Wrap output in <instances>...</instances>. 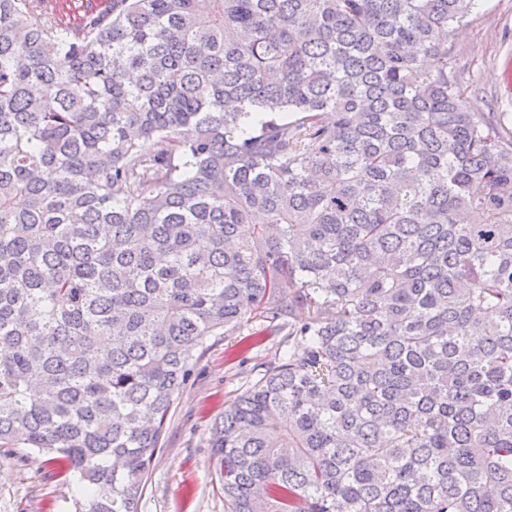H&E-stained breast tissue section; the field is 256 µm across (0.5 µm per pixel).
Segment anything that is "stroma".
<instances>
[{
	"label": "stroma",
	"instance_id": "obj_1",
	"mask_svg": "<svg viewBox=\"0 0 512 512\" xmlns=\"http://www.w3.org/2000/svg\"><path fill=\"white\" fill-rule=\"evenodd\" d=\"M451 48L468 111L505 113L512 132V0H476ZM251 337L212 336L175 397L149 472L141 512H227L212 459L211 428L257 379L262 363L283 350L276 322L256 321ZM78 473L62 459L29 448H0V512H75L83 499Z\"/></svg>",
	"mask_w": 512,
	"mask_h": 512
}]
</instances>
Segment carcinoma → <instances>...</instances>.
<instances>
[{"label": "carcinoma", "instance_id": "carcinoma-1", "mask_svg": "<svg viewBox=\"0 0 512 512\" xmlns=\"http://www.w3.org/2000/svg\"><path fill=\"white\" fill-rule=\"evenodd\" d=\"M59 2L0 0V446L139 512L207 338L279 320L212 429L229 512H512V140L448 47L475 0Z\"/></svg>", "mask_w": 512, "mask_h": 512}]
</instances>
